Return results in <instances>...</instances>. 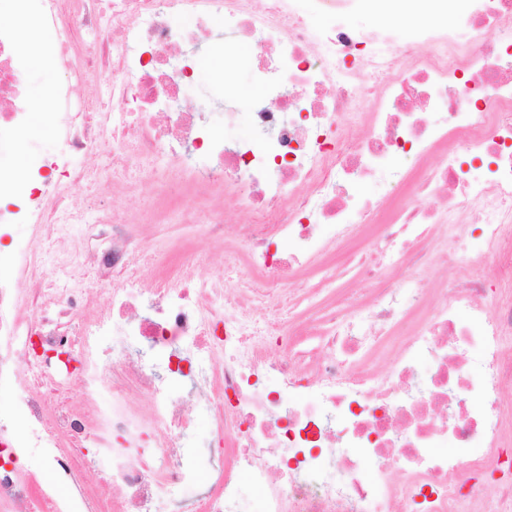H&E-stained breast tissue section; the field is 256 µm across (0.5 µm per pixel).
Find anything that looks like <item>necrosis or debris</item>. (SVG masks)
Instances as JSON below:
<instances>
[{
  "label": "necrosis or debris",
  "mask_w": 512,
  "mask_h": 512,
  "mask_svg": "<svg viewBox=\"0 0 512 512\" xmlns=\"http://www.w3.org/2000/svg\"><path fill=\"white\" fill-rule=\"evenodd\" d=\"M316 2L0 0L15 19L0 25V153L24 154L0 169L8 512H67L17 466L31 446L77 512H243L246 481L262 512H512V0H364L370 27ZM246 42L262 94L228 143L209 103L178 92L190 44L229 73ZM39 52L65 76L49 112L24 83ZM38 122L51 150L29 139ZM92 154L109 171L77 166ZM134 157L165 165L146 215L123 208L136 178L114 174ZM381 175L390 194L359 192ZM175 186L232 265L144 276L140 227L167 223ZM228 199L248 215L230 231ZM476 236L493 278L478 257L441 275ZM350 272L372 283L364 299L286 319ZM308 336L320 350L301 351Z\"/></svg>",
  "instance_id": "4bbe7bcc"
}]
</instances>
